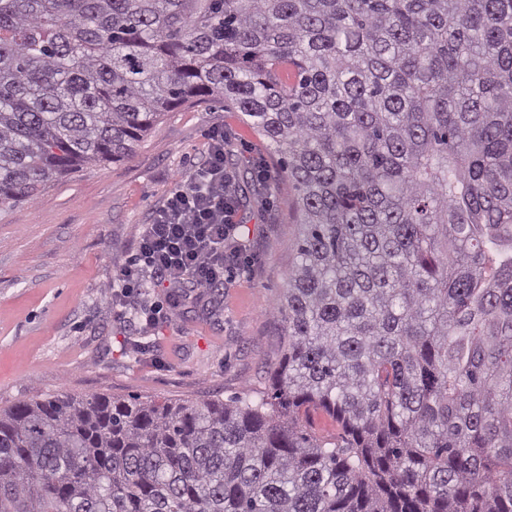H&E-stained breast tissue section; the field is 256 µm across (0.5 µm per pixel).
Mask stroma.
<instances>
[{
  "mask_svg": "<svg viewBox=\"0 0 512 512\" xmlns=\"http://www.w3.org/2000/svg\"><path fill=\"white\" fill-rule=\"evenodd\" d=\"M218 128L234 185L254 179V162L275 171L241 113L206 101L166 113L132 159L78 168L36 201L0 211V407L62 391L173 402L268 391L287 343L269 310L294 262L292 182L237 210L241 250L223 288H184L176 309L171 289L151 279L118 306L108 293L141 225L203 164ZM151 305L174 314L147 325L140 311Z\"/></svg>",
  "mask_w": 512,
  "mask_h": 512,
  "instance_id": "stroma-1",
  "label": "stroma"
}]
</instances>
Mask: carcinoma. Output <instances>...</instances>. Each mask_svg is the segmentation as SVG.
Masks as SVG:
<instances>
[{
	"label": "carcinoma",
	"instance_id": "1",
	"mask_svg": "<svg viewBox=\"0 0 512 512\" xmlns=\"http://www.w3.org/2000/svg\"><path fill=\"white\" fill-rule=\"evenodd\" d=\"M212 97L298 191L271 389L0 408V512H512V0H0V209Z\"/></svg>",
	"mask_w": 512,
	"mask_h": 512
}]
</instances>
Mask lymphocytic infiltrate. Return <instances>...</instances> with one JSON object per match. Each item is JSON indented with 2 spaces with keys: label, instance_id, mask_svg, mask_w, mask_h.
Here are the masks:
<instances>
[{
  "label": "lymphocytic infiltrate",
  "instance_id": "lymphocytic-infiltrate-1",
  "mask_svg": "<svg viewBox=\"0 0 512 512\" xmlns=\"http://www.w3.org/2000/svg\"><path fill=\"white\" fill-rule=\"evenodd\" d=\"M232 176L224 166V134L214 132L208 158L143 225L132 261L112 275L113 297L140 285L144 277L180 286L209 288L224 281V265L237 248L232 241L235 210L230 203Z\"/></svg>",
  "mask_w": 512,
  "mask_h": 512
}]
</instances>
